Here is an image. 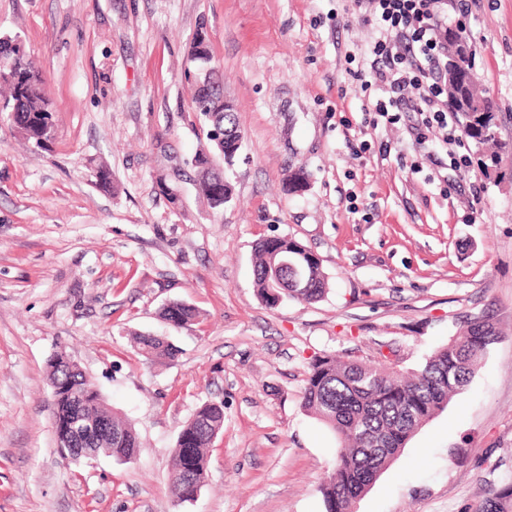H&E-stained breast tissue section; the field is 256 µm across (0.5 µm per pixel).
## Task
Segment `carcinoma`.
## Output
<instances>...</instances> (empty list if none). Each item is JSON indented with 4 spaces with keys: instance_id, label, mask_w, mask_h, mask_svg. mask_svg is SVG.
I'll return each mask as SVG.
<instances>
[{
    "instance_id": "obj_1",
    "label": "carcinoma",
    "mask_w": 512,
    "mask_h": 512,
    "mask_svg": "<svg viewBox=\"0 0 512 512\" xmlns=\"http://www.w3.org/2000/svg\"><path fill=\"white\" fill-rule=\"evenodd\" d=\"M459 38L458 59L448 62V100L463 118L466 135L482 145V166L496 161L500 146L493 127L495 102L475 68L471 45L448 30V39ZM17 39L0 37V63L10 67L18 79L0 80V112L10 116L22 136L36 148L52 138L54 113L45 93V78ZM195 64L191 81V102L200 130L214 152L201 150L187 165L195 172V186L208 206L222 210L233 191L226 170L234 165L242 147L241 135L229 145L215 140L212 132L237 125L235 113L224 111V78L211 67L206 34L199 32L189 55ZM254 279L262 302L275 306L285 299L312 303L328 290V277L314 253L300 242L281 236L261 239L255 245ZM198 316V310L181 301L161 309L170 324L183 326ZM140 352L149 359L174 360L179 350L157 336L133 334ZM499 340L494 322L484 317L468 318L456 336L429 357L417 372L403 373L384 362L367 364L342 361L328 355L310 363L302 392L303 408L322 421L337 436L339 452L332 474L321 485L325 512H352V506L380 477L406 446L414 433L436 416L448 401L466 387L492 345ZM48 381L61 382L65 396L52 404V421L73 415L72 394L84 390L83 372L75 363L51 362ZM207 427L189 420L182 431L197 443L199 461L190 486L177 477L180 448L173 450L170 487L178 501H189L193 488H202L213 440L224 428V407L204 406ZM83 415L90 424L108 419L120 431V438H98L97 454L112 452V460L125 462L137 456L141 443L133 425L110 410L98 397H84ZM475 512H512V481L491 484Z\"/></svg>"
}]
</instances>
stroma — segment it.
Segmentation results:
<instances>
[{
	"label": "stroma",
	"mask_w": 512,
	"mask_h": 512,
	"mask_svg": "<svg viewBox=\"0 0 512 512\" xmlns=\"http://www.w3.org/2000/svg\"><path fill=\"white\" fill-rule=\"evenodd\" d=\"M445 2L502 148L443 191L427 178L445 153L417 150L406 123L363 120L349 71L372 29L350 0H0V36L42 67L57 123L33 150L0 118V512H324L339 443L302 406L310 362L414 372L474 316L498 342L356 512H474L490 482L512 480V0H475L465 18ZM201 30L243 137L221 211L173 176L207 145L185 76ZM100 164L111 191L90 178ZM273 235L319 256L324 298L259 299L254 248ZM172 301L199 318L168 325ZM136 333L167 337L178 358L148 362ZM60 349L135 425L130 462L62 458L47 380ZM211 400L224 428L179 504L171 452Z\"/></svg>",
	"instance_id": "35a3bbf8"
}]
</instances>
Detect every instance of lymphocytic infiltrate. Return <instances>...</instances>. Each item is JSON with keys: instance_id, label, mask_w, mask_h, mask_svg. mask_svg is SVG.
<instances>
[{"instance_id": "obj_1", "label": "lymphocytic infiltrate", "mask_w": 512, "mask_h": 512, "mask_svg": "<svg viewBox=\"0 0 512 512\" xmlns=\"http://www.w3.org/2000/svg\"><path fill=\"white\" fill-rule=\"evenodd\" d=\"M382 30L370 45L367 71L357 72L361 91L378 89L379 98L363 110L372 124L414 123L415 144L448 151L455 168L469 164L455 112L448 104V14L442 0H371Z\"/></svg>"}]
</instances>
